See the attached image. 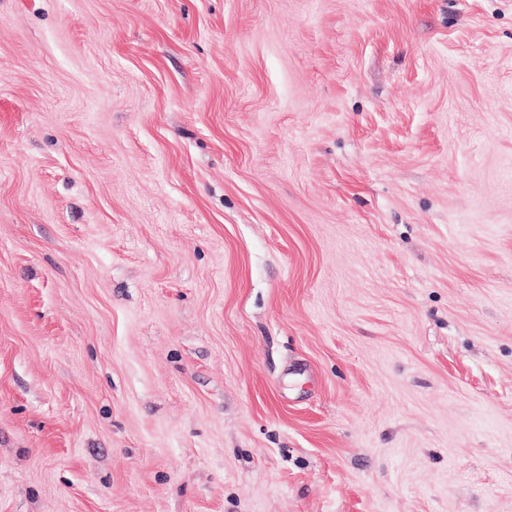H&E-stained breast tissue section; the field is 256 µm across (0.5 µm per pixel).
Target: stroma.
Wrapping results in <instances>:
<instances>
[{"label":"stroma","instance_id":"1","mask_svg":"<svg viewBox=\"0 0 512 512\" xmlns=\"http://www.w3.org/2000/svg\"><path fill=\"white\" fill-rule=\"evenodd\" d=\"M0 512H512V0H0Z\"/></svg>","mask_w":512,"mask_h":512}]
</instances>
